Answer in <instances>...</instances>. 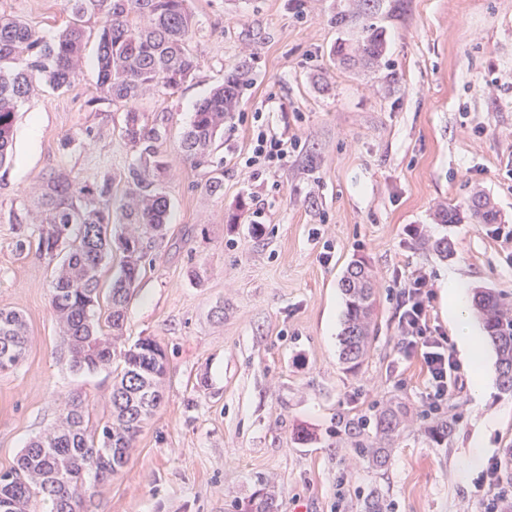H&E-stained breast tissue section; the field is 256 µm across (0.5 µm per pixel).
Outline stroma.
I'll return each mask as SVG.
<instances>
[{"label":"stroma","mask_w":512,"mask_h":512,"mask_svg":"<svg viewBox=\"0 0 512 512\" xmlns=\"http://www.w3.org/2000/svg\"><path fill=\"white\" fill-rule=\"evenodd\" d=\"M356 0H192L189 48L199 66L176 90L138 101L147 124L169 129L161 150L171 209L149 249L126 315V343L165 350L164 400L133 457L112 480L87 479L89 512H250L274 493L278 512H476L485 460L512 446V393L498 389L495 353L483 345L494 391L473 394L474 371L440 407L428 398L419 354L402 352L396 295L412 274L431 284L430 324L451 335L443 288L512 294V0H379L385 36L378 64L340 61L337 43L360 29L336 15ZM0 14L53 37L70 16L63 0H0ZM78 79L65 92L37 86L14 127V157L0 168V308L29 327L24 360L0 373V472L80 399L91 422L110 417L112 371L72 370L50 304L52 265L19 235L37 238L27 211L50 173L112 179L115 195L137 151L121 135L126 108L96 99L99 19L84 24ZM247 87L213 146L224 189L206 193L210 168L178 151L196 103L240 59ZM289 142L270 167H246L257 128ZM74 138L65 146V138ZM487 195L497 223L470 216ZM459 220L438 223L443 208ZM448 239L441 257L431 244ZM364 258L375 277V330L354 370L339 358L345 320L340 279ZM401 408L403 429L385 467L362 458L348 433L374 437V415ZM456 419L448 440L437 419Z\"/></svg>","instance_id":"1"}]
</instances>
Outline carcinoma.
Wrapping results in <instances>:
<instances>
[{"mask_svg": "<svg viewBox=\"0 0 512 512\" xmlns=\"http://www.w3.org/2000/svg\"><path fill=\"white\" fill-rule=\"evenodd\" d=\"M375 0H360L358 11L336 15V25L361 22V40L351 50L340 44L345 60L377 61L384 52L383 29L369 21ZM71 15L52 38L39 35L27 23L0 16V168L13 159V136L19 106L35 84L43 81L56 91L67 90L77 78L84 49V18H99L96 67L97 91L103 99L127 107L123 137L138 151L127 171V188L118 210H112V179L81 181L63 172L44 178L33 199L39 252L54 260L50 301L59 326L60 344L72 367L94 370L115 365L109 400L111 419L89 425L82 401L64 405L57 421L30 442L17 467L0 474V504L7 512H86L83 488L92 474L112 479L128 464L145 422L160 408L168 372L166 354L152 338L123 344L127 306L134 285L145 269L148 246L163 239L170 199L162 187L168 162L159 150L164 131L142 123L135 104L153 88L177 89L192 77L197 60L188 41L193 32L189 0H65ZM251 83L248 62L239 61L196 107L183 131L179 149L195 167L212 163L210 148L224 121L238 106ZM123 225L119 274L106 296L100 277L112 252L110 226ZM347 314L340 336L339 358L357 368L366 358L374 333L372 274L365 262H352L341 279ZM106 300L107 329L93 321ZM473 304L483 320L486 341L496 353L499 384L512 393V301L491 288L474 290ZM28 325L20 313L0 310V372L15 367L29 346ZM401 411L387 408L376 418L378 447L356 441L359 454L375 465L386 463L388 447L399 435ZM455 420L430 427L433 439L448 438Z\"/></svg>", "mask_w": 512, "mask_h": 512, "instance_id": "cac0c4a2", "label": "carcinoma"}]
</instances>
